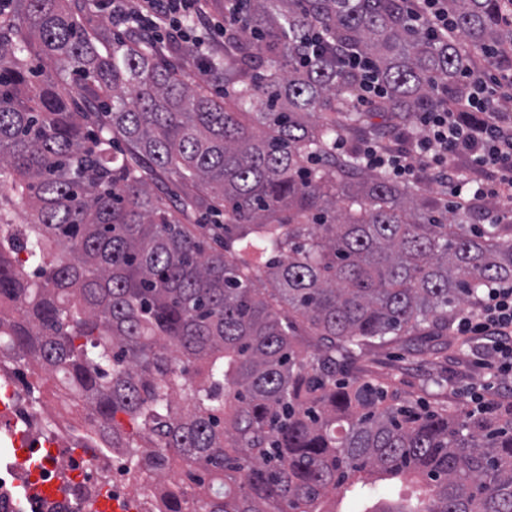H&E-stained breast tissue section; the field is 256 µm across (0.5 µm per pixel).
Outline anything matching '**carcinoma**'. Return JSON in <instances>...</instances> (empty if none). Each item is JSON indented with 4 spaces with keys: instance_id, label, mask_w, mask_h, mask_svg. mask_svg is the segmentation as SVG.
I'll list each match as a JSON object with an SVG mask.
<instances>
[{
    "instance_id": "cac0c4a2",
    "label": "carcinoma",
    "mask_w": 512,
    "mask_h": 512,
    "mask_svg": "<svg viewBox=\"0 0 512 512\" xmlns=\"http://www.w3.org/2000/svg\"><path fill=\"white\" fill-rule=\"evenodd\" d=\"M247 34L205 75L135 38L103 39L98 0H0V362L37 360L87 400L75 446L117 450L145 482L187 485L137 512H512V399L481 411L403 399L357 362L395 338L448 336V310L512 279V225L467 227L421 194L336 158V137L407 124L463 93L479 51L511 48L507 0H448L459 37L399 0H240ZM342 44L387 91L372 112ZM381 122L375 123L373 119ZM178 212L211 217L206 250ZM224 220H218V217ZM271 285L264 296L259 281ZM426 484L374 501L371 475ZM68 485L92 506L108 476Z\"/></svg>"
}]
</instances>
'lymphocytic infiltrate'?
Returning <instances> with one entry per match:
<instances>
[{
    "label": "lymphocytic infiltrate",
    "mask_w": 512,
    "mask_h": 512,
    "mask_svg": "<svg viewBox=\"0 0 512 512\" xmlns=\"http://www.w3.org/2000/svg\"><path fill=\"white\" fill-rule=\"evenodd\" d=\"M407 15L419 28L442 38L454 36V21L445 0H401ZM238 0H225L223 22L207 17L203 0H140L135 11H125L122 0H110L108 9L119 24L135 26L144 40H169L190 44L205 56L211 41L241 31ZM341 63L358 77L357 106L368 108L384 96L374 60L346 55L337 49ZM512 60L473 62L465 74L462 98L443 99L433 110L418 115L417 133L403 137L400 147L385 150L366 141L348 147L337 139L336 154H352L364 167L389 179L412 183L416 169L430 170L452 203L468 206L488 198L512 201ZM466 154L472 176L459 172L454 160ZM460 336H486L494 352L486 367L512 373V281L487 289L474 310L459 313L454 321Z\"/></svg>",
    "instance_id": "f902f5d3"
}]
</instances>
